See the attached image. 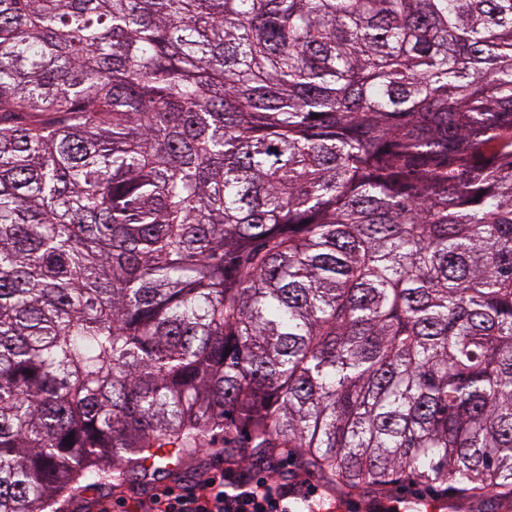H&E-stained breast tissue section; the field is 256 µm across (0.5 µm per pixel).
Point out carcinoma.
Here are the masks:
<instances>
[{"label":"carcinoma","mask_w":512,"mask_h":512,"mask_svg":"<svg viewBox=\"0 0 512 512\" xmlns=\"http://www.w3.org/2000/svg\"><path fill=\"white\" fill-rule=\"evenodd\" d=\"M205 447L512 503V0H0V512Z\"/></svg>","instance_id":"1"}]
</instances>
